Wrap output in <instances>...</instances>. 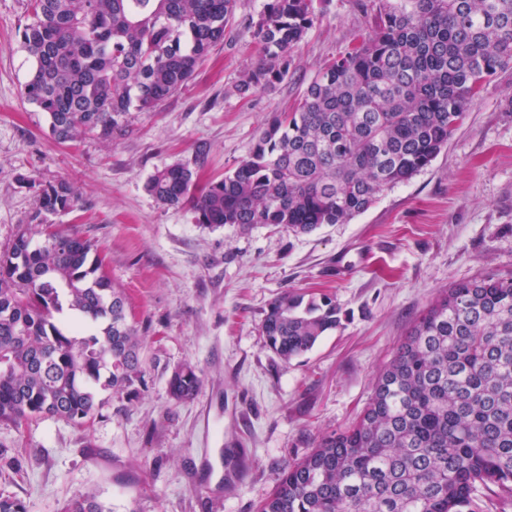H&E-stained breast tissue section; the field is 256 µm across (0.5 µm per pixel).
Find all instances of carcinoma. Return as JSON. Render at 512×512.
Wrapping results in <instances>:
<instances>
[{"instance_id": "cac0c4a2", "label": "carcinoma", "mask_w": 512, "mask_h": 512, "mask_svg": "<svg viewBox=\"0 0 512 512\" xmlns=\"http://www.w3.org/2000/svg\"><path fill=\"white\" fill-rule=\"evenodd\" d=\"M314 0H267L260 58L238 85L271 91L314 17ZM237 0H30L22 48L35 60L25 101L54 138L123 130L182 90L219 44ZM512 73V0H378L365 32L327 63L249 156L200 187L194 171H156L148 191L188 205L207 227L273 224L295 234L346 224L385 189L428 167L496 76ZM74 186L42 188L32 220L74 209ZM339 323L328 296L284 292L262 321L288 363ZM142 341L95 245L26 230L0 249V422L83 424L142 383ZM201 376L168 381L174 401ZM512 501V276L461 282L414 322L362 416L288 465L257 512H479L478 493ZM66 512H105L91 495Z\"/></svg>"}]
</instances>
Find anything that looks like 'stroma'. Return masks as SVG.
<instances>
[{
	"label": "stroma",
	"mask_w": 512,
	"mask_h": 512,
	"mask_svg": "<svg viewBox=\"0 0 512 512\" xmlns=\"http://www.w3.org/2000/svg\"><path fill=\"white\" fill-rule=\"evenodd\" d=\"M266 0H237L223 45L152 112H132L104 139L58 142L21 89L34 62L20 45L29 0H0V247L28 227L37 190L64 179L79 201L54 216L91 240L144 338V381L104 395L99 416L0 422V494L27 512H64L96 495L106 512H255L282 470L321 435L354 424L376 378L437 294L512 276V75L494 79L429 167L385 190L346 224L296 235L274 225L206 228L147 189L182 163L201 181L246 159L258 132L296 106L320 68L355 45L373 0H315L287 78L271 91L237 86L259 53L250 24ZM286 291L330 295L335 330L284 363L261 324ZM202 386L174 401L175 367Z\"/></svg>",
	"instance_id": "35a3bbf8"
}]
</instances>
